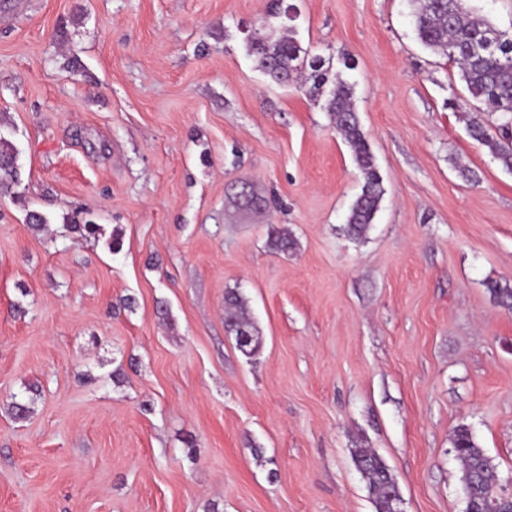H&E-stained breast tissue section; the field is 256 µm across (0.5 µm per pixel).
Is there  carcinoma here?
<instances>
[{"instance_id":"1","label":"carcinoma","mask_w":512,"mask_h":512,"mask_svg":"<svg viewBox=\"0 0 512 512\" xmlns=\"http://www.w3.org/2000/svg\"><path fill=\"white\" fill-rule=\"evenodd\" d=\"M419 42L458 69L471 99L479 103L467 110L457 98L448 107L467 119L472 139L485 147L492 159L512 172V30L499 29L490 19L476 13L472 0H408ZM258 67L271 79L287 82L292 75L309 69L300 88L311 97L326 96L336 133L348 146L362 178L361 191L346 217V232L359 239L375 219L384 195L383 180L370 145L362 131L353 101V86L338 78L325 92V60L309 55L296 39L291 26L281 27L278 36L261 48H251ZM499 115L498 133L493 135L482 114ZM20 182L12 144L0 137V192L9 193ZM487 289L500 304L512 311V288L489 282ZM225 325L234 338L246 335L247 344H237L242 354L251 356L257 337L249 317L242 311L239 296L231 291L225 297ZM453 447L461 466L466 493V512H512V498L496 490L497 473L490 457L479 446L470 427L453 430ZM353 461L367 483L376 512H400L401 496L396 478L385 462L369 448L353 451Z\"/></svg>"}]
</instances>
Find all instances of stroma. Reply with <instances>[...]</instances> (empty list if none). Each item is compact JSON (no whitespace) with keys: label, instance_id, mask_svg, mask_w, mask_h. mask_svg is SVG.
Returning a JSON list of instances; mask_svg holds the SVG:
<instances>
[{"label":"stroma","instance_id":"obj_1","mask_svg":"<svg viewBox=\"0 0 512 512\" xmlns=\"http://www.w3.org/2000/svg\"><path fill=\"white\" fill-rule=\"evenodd\" d=\"M290 2L383 178L360 240L322 101L249 49L273 0H0V512H376L357 448L402 512H465L459 425L512 493V312L486 288L512 285V173L449 109L468 94L408 0ZM19 182L15 150L8 140L0 137V192L10 193ZM225 325L230 333L234 335L235 343L239 351L250 357L254 354L257 345V337L254 336L253 325L249 317L242 311L239 296L231 291L225 297ZM246 335L250 338L247 344L239 343V336ZM253 344V345H252ZM353 461L367 483L376 512H400L398 483L385 462L369 448L355 449Z\"/></svg>","mask_w":512,"mask_h":512}]
</instances>
